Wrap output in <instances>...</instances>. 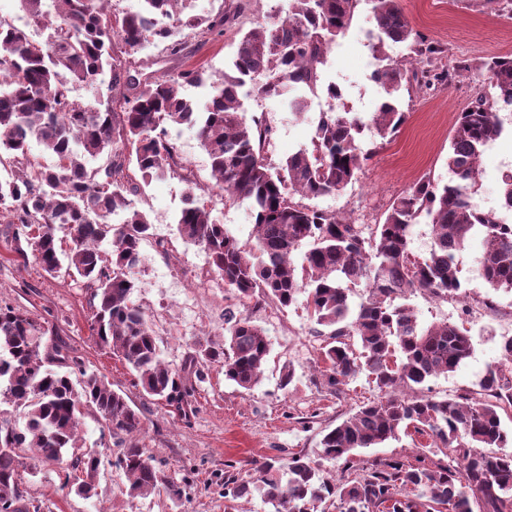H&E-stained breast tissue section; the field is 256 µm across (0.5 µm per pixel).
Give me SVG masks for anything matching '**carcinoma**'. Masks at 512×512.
Masks as SVG:
<instances>
[{
  "instance_id": "obj_1",
  "label": "carcinoma",
  "mask_w": 512,
  "mask_h": 512,
  "mask_svg": "<svg viewBox=\"0 0 512 512\" xmlns=\"http://www.w3.org/2000/svg\"><path fill=\"white\" fill-rule=\"evenodd\" d=\"M26 27L0 17V165L12 171L0 177V218L9 215L15 238H24L42 269L84 280L95 304L94 327L100 344L122 357L142 390L181 414L192 410L194 385L211 364L224 377L250 391L261 385L271 351L266 331L247 317L228 315L224 339L198 343L184 365L166 364L152 324L132 303L134 270L141 245L153 236V224L134 197L149 181L181 171L187 184L179 236L201 246L210 271L239 297L289 307L306 295L317 334L326 337L323 376L336 391L359 374L375 383L380 397L360 406L320 445L323 455L353 468L354 452L372 448L409 428L445 450L449 464L427 461H374L362 477L331 483L319 470L293 456L259 467L260 489L273 512H512V432L501 413L512 408V369L487 370L476 387L454 398L424 394L433 378L457 369L473 352L469 331L454 323L419 325L405 299L416 292L435 300L460 295L456 255L473 237L481 239L478 258L484 280L494 290L512 292V225L495 213L475 208L469 188L483 148L504 127L494 106H512V57L488 64L490 96H482L459 114L448 148V169L456 181L439 186L421 181L397 198L373 237L334 213L295 204L290 196L316 199L343 191L356 179L368 152L362 137L393 136L405 120L397 93L411 82H451L446 69L418 70L443 48L418 35L399 0H370L376 22L371 47L382 65L373 72L383 95L364 120L348 112H323L310 146L277 167L262 156L269 129L247 119L240 89L252 82L260 97H285L298 117L303 100L298 89L321 85L319 65L336 37L352 24L360 0H288L275 13L244 32L230 64L217 80V92L204 107L181 96L185 84L203 81L197 70L165 79L131 81L121 55L150 42H163L173 55L182 53L181 34L190 29L205 36L230 21L188 11L185 0H142L117 25L105 5L110 0H20ZM52 30L45 48L35 31ZM413 41L414 56L393 60L391 44ZM121 47H116V44ZM123 97L84 102L76 87L104 82ZM196 129L209 157L217 196L224 202H247L256 241L244 251L212 209L195 200V175L180 165L169 128ZM36 143L53 158L44 166L30 158ZM109 156L105 166L89 162ZM431 226L424 257L411 251V230L420 217ZM68 230L70 248L58 246L56 232ZM112 246V259L100 246ZM308 245L301 262L293 253ZM366 297L353 304V289ZM48 329L28 314L0 307V396L22 409V422L0 418V512H30L33 498L19 470L40 464L58 468L61 485L89 499L101 464L95 451H79L78 425L86 411L96 412L117 448L112 466L128 478L131 497L147 496L166 480L137 438L140 410L68 355L62 342L41 344ZM498 448V453L486 449Z\"/></svg>"
}]
</instances>
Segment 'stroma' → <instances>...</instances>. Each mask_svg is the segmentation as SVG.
Returning a JSON list of instances; mask_svg holds the SVG:
<instances>
[{"mask_svg":"<svg viewBox=\"0 0 512 512\" xmlns=\"http://www.w3.org/2000/svg\"><path fill=\"white\" fill-rule=\"evenodd\" d=\"M413 29L444 46L440 64L453 68L458 62L472 69L451 83L425 88L412 85L399 93L406 121L391 138L365 135L362 146L369 157L354 183L342 193L315 199L317 208L351 218L364 233L382 222L392 202L417 182L446 184L453 175L448 168V146L460 112L478 96L490 91L484 61L512 57V0H400ZM288 0H250L248 8L224 26L220 36H188V49L170 55L155 42L130 58L134 77L166 78L179 71L202 72L201 85L184 87V96L204 100L212 94V83L231 61L239 36L266 16L287 10ZM370 0H362L348 32L337 37L320 70L325 80L344 90L346 110L369 117L379 104L380 87L372 79L373 53L365 32L374 30ZM249 115L261 118L272 130L263 156L278 164L308 146L320 108L308 105L301 116H293L277 98L248 96ZM505 127L502 135L485 149L478 176L470 188L472 203L484 211L497 212L512 224V212L500 200L502 176L512 171V111L499 112ZM182 162L202 185H211L209 159L193 128L173 129ZM187 186L180 178L166 175L145 185L135 201L154 225V234L141 245L142 262L135 270L137 286L131 296L147 315L156 334L161 358L180 367L197 342L224 337V314L250 317L262 326L271 352L264 380L253 391L225 379L220 365L205 368L195 380V398L189 415L146 397L136 385L125 362L101 347L92 330L93 301L82 281L50 276L36 264L32 254L20 253L12 225L0 223V306L26 312L41 325L53 326L73 356L123 391L142 412L139 440L165 466L168 479L184 485L181 498L167 493L131 497L125 492V474L101 464L96 494L85 499L59 488L56 469L47 467L25 472L29 494L42 501L44 512H270L259 491L231 500L224 496V478L235 475L255 481V469L276 458L298 454L319 469L328 481L351 479L370 463L390 458H413L423 436L411 432L375 448L356 450L353 469L326 459L320 441L363 403L377 399L378 391L366 376H358L342 392L327 386L321 375L324 337L315 335L305 299L287 308L273 303L254 305L239 300L223 279L210 272L208 257L200 246L182 240L176 231L177 216L184 205ZM199 204L212 208L215 218L236 236L245 250H252L254 219L247 205L227 204L219 198L198 194ZM479 241H472L456 262L463 283L459 298L442 301L417 293L408 299L422 326L448 321L470 329L474 349L456 371L433 378L431 392L439 398L454 397L474 388L487 368L500 364V341L512 336V293L490 288L481 275ZM494 308H486L484 298ZM294 378L281 387L285 367Z\"/></svg>","mask_w":512,"mask_h":512,"instance_id":"stroma-1","label":"stroma"}]
</instances>
